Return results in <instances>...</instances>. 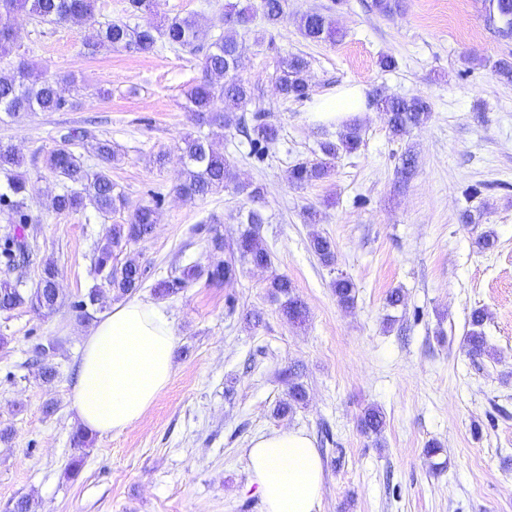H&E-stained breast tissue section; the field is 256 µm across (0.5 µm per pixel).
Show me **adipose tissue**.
I'll return each mask as SVG.
<instances>
[{"instance_id":"adipose-tissue-1","label":"adipose tissue","mask_w":512,"mask_h":512,"mask_svg":"<svg viewBox=\"0 0 512 512\" xmlns=\"http://www.w3.org/2000/svg\"><path fill=\"white\" fill-rule=\"evenodd\" d=\"M175 346L163 306L137 298L113 305L83 341L71 394L81 425L107 435L137 423L171 380ZM247 457L263 512H317L323 466L304 432L259 435Z\"/></svg>"}]
</instances>
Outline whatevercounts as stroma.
<instances>
[{
  "mask_svg": "<svg viewBox=\"0 0 512 512\" xmlns=\"http://www.w3.org/2000/svg\"><path fill=\"white\" fill-rule=\"evenodd\" d=\"M227 0H157V17L191 18L208 34L224 30ZM368 0H288L274 29L256 24L243 34V78L254 83L280 139L265 163L254 164L235 132L215 144L245 177L265 186L263 200L225 190L206 198L180 196L178 147L208 125L183 112V91L199 75L194 55L160 48L90 53L88 24L46 25L27 15L15 21L19 51L47 78L66 74L74 108L37 112L0 123V142L23 155L36 194L28 227L42 256L59 269L66 303L42 316L20 308L0 312V512L22 497L36 512H262L248 468L251 440L300 430L323 463L319 512H512V84L493 72L512 57V38L488 25L482 0H401L394 15ZM332 16L344 37L314 42L299 29L301 15ZM310 62V94L295 102L274 86L280 56ZM396 65L383 69V57ZM420 96L430 120L403 139L391 138L381 112L367 107L360 148L341 154L329 178L294 187L288 172L315 159L321 125L312 115L324 97L351 88ZM105 96H98V89ZM80 128L118 145L114 183L131 206L161 197L152 236L132 245L147 269L136 296L176 267L223 261L207 227L234 242L239 210L260 209L271 271L242 265L236 281H200L164 302L177 337L166 390L133 427L94 436L75 477L64 473L75 454L78 422L70 408L83 340L91 321L70 304L97 282L94 252L107 227L123 222L94 207L51 210L62 185L40 164L69 130ZM418 157L409 178L399 173L405 152ZM167 153L159 167L153 159ZM480 184V197L469 186ZM321 220L309 225L308 208ZM476 212L475 223L461 221ZM336 244V265L321 264L310 232ZM493 232L497 244L477 241ZM287 275L309 308L296 327L280 314L267 288L271 273ZM344 274L356 286L353 307H342L331 282ZM401 289L402 305L386 297ZM487 313L489 352L469 355L470 314ZM49 344L54 383L42 384L33 349ZM296 367L308 400L294 414L274 413L288 393L283 372ZM54 413H46V403ZM379 407V438L362 433L359 416ZM442 453L430 458L428 444Z\"/></svg>",
  "mask_w": 512,
  "mask_h": 512,
  "instance_id": "obj_1",
  "label": "stroma"
}]
</instances>
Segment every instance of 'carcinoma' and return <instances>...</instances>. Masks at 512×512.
Returning <instances> with one entry per match:
<instances>
[{
    "instance_id": "obj_1",
    "label": "carcinoma",
    "mask_w": 512,
    "mask_h": 512,
    "mask_svg": "<svg viewBox=\"0 0 512 512\" xmlns=\"http://www.w3.org/2000/svg\"><path fill=\"white\" fill-rule=\"evenodd\" d=\"M287 0H261L260 9H255L251 0H231L225 5L224 33L208 37L197 23L186 18L174 17L164 22L154 19L155 0H128L127 16L99 24L96 34L85 42L90 53L101 50L123 49L137 54L154 52L162 42L172 48L201 54L198 58L200 76L183 92L182 108L197 121L224 130L236 129L246 139L247 156L262 161L280 137L277 126L266 122L265 109L259 103L258 87L240 76L242 56L238 41L239 30L247 29L262 12L265 25L274 27L285 15ZM487 22L499 34L512 35V0H484ZM96 0H0V61L15 56L14 21L18 13L24 12L41 24L65 25L95 19ZM305 38L312 41H339L341 30L319 12H310L301 18ZM309 60L297 53H289L277 61L275 84L285 99L302 101L308 98ZM224 104L217 110V103ZM370 103L384 112L390 134L395 138L404 136L410 128L426 123L432 114L430 103L419 96L401 97L378 89ZM73 106L58 87L38 73L32 63L20 59L9 72H0V121H15L30 112H59ZM254 107L251 117L244 112ZM216 133L183 138L179 147L182 180L176 192L188 198H204L210 194L233 186L239 194L256 201L263 198V185L242 179L233 170L223 153L213 148ZM88 138L86 131H73L63 136V144L47 151L43 156L44 168L63 184L62 193L51 197V209L57 213H70L83 209L92 202L98 211L108 214L130 210L128 219L122 224H112L106 230L96 248L94 268L101 276L103 286H93L86 296L72 303L71 308L84 319L93 318L88 308L102 310L112 299H121L136 292L143 284L146 269L134 257L118 261L133 244L148 239L159 220V203L144 204L129 209L123 191L112 182V163L119 161V150L107 140L95 144L98 157L96 169L84 165L81 157L70 150L75 140ZM363 141L362 128L356 122L342 126L337 134H325L318 142L319 158L296 163L289 171V180L297 187L329 177L335 168L336 158L341 153H353ZM24 157L14 147L0 143V173L6 183L0 187V207L7 211L12 230L0 240V311H12L25 307L39 315L55 312L62 304L56 264L51 259L41 262V273L33 288L22 287L21 278L10 275L32 263L34 247L28 241L20 224L33 221L29 213V201L33 196V185L24 167ZM239 223L246 225L229 250V258L216 265L189 263L174 270L153 287L156 299L165 300L179 294L201 278L209 283L231 282L237 278V263L254 267L272 268V255L260 235L261 225L267 218L257 209L239 212ZM310 249L321 264H335V248L330 238L317 232L311 234ZM337 301L351 307L355 301V286L352 280L338 276L332 281ZM268 288L280 301V311L292 323H303L308 317L304 302L295 293L293 282L286 275L273 273ZM486 314L476 309L471 314V329L465 337L466 347L472 355L488 352L487 341L481 327ZM307 392L302 383L293 381L288 391V400L279 404L277 412L287 414L304 403ZM385 426L383 412L369 407L360 419V427L366 434L378 437Z\"/></svg>"
}]
</instances>
